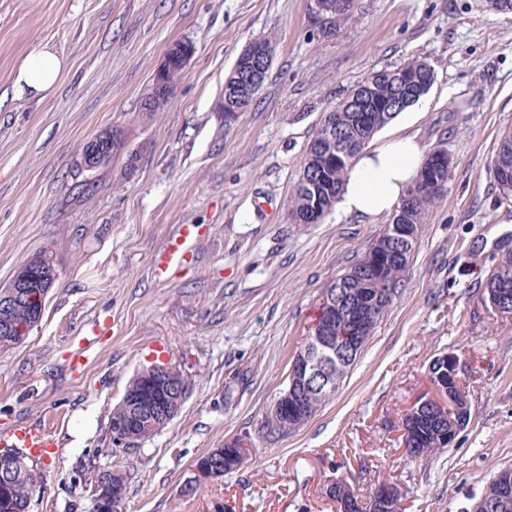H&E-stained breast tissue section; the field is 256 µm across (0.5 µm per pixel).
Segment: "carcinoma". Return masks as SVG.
I'll return each mask as SVG.
<instances>
[{
	"instance_id": "carcinoma-1",
	"label": "carcinoma",
	"mask_w": 512,
	"mask_h": 512,
	"mask_svg": "<svg viewBox=\"0 0 512 512\" xmlns=\"http://www.w3.org/2000/svg\"><path fill=\"white\" fill-rule=\"evenodd\" d=\"M327 9L320 14L324 32L337 34L352 19L358 7V0H323ZM272 46L267 39L254 40L237 57L232 69L224 79V111L240 109L244 97L252 104L248 79L259 74L266 77L270 62L262 54L265 47ZM435 80L434 70L422 60L411 59L392 69H384L369 74L349 95L326 113L310 140L300 174L294 185L290 199V216L295 224L305 223L312 205L319 206V214L324 216L336 204L345 176L356 156L370 142L374 134L392 121L399 113L417 103L430 91ZM175 87L155 86L144 102L146 112H159L164 109L174 94ZM492 172L497 187L506 200L512 198V131L503 133L498 141L493 158ZM449 179L448 156H440L438 150L428 154L420 174L406 191L400 207L396 211L402 224H422L440 196L427 192L414 196V189L432 184L446 186ZM389 244L398 252L389 263L383 265L377 274L372 272L376 263V246ZM412 253L402 245L392 241V236L384 231L367 248L362 256L342 274L327 291L328 297L322 303L324 317H329L328 303L339 305V315L332 317L326 327L329 336H344L349 333V317L354 315L358 305L372 301L377 319L385 316L389 306L405 285ZM492 293L503 295L512 305V250L502 251L497 264L491 270L484 284L483 299ZM30 316L28 306L21 301L3 304L0 301V325L21 323ZM331 398L329 394L313 393L308 397L307 414L296 417H279L267 420V432L280 434L294 430L318 411L319 407ZM450 412L437 408L417 423V444L407 449L415 458L426 457L432 451L447 446L444 430L448 429ZM201 459L220 463L219 477L237 469L242 464L239 442L228 443L213 448ZM0 512H21L30 493L41 486L42 477L33 466L25 462L13 473L0 470ZM347 485L339 482L329 488L332 498L348 504L349 512H402L393 502H383L374 498L365 501H349Z\"/></svg>"
}]
</instances>
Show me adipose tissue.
<instances>
[{
	"label": "adipose tissue",
	"instance_id": "obj_1",
	"mask_svg": "<svg viewBox=\"0 0 512 512\" xmlns=\"http://www.w3.org/2000/svg\"><path fill=\"white\" fill-rule=\"evenodd\" d=\"M64 66V59L49 48L31 51L17 71L16 94L50 92ZM426 158L425 148L415 136L387 132L354 160L339 196L341 211L373 218L395 212Z\"/></svg>",
	"mask_w": 512,
	"mask_h": 512
}]
</instances>
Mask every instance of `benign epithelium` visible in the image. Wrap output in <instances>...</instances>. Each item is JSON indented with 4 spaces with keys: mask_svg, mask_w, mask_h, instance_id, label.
Wrapping results in <instances>:
<instances>
[{
    "mask_svg": "<svg viewBox=\"0 0 512 512\" xmlns=\"http://www.w3.org/2000/svg\"><path fill=\"white\" fill-rule=\"evenodd\" d=\"M191 55L192 51L187 43L182 41L172 44L167 50L163 65L154 75V84L165 85L173 74L185 73ZM108 151H114L112 131L104 130L82 146L81 167L87 171L99 168ZM392 232L406 247H416L418 235L412 225L396 224L392 227ZM34 273L37 274V291L27 295L31 305L30 319L14 327H4V334L13 337L16 343L24 342L43 318L46 297L59 277L53 254L44 252L32 266L17 273L7 285V291L0 295L2 299L11 300L25 292L26 288L30 287ZM361 343L360 336L338 338L312 334L294 356L289 385L275 401L273 412L285 416L292 410L298 411L302 404L301 397L312 387L330 391L337 388L344 377V370L352 366L354 357L359 353ZM441 359L442 364L447 366L446 382L432 383L436 396H425L416 400L407 416H415L430 410L435 400L448 405L458 418L453 427L448 429V443L452 444L467 421L469 401L461 385L459 359L453 354H444ZM190 388L188 377L180 369L173 366L156 368L144 378V391L166 390V400L127 398L125 413L112 419V442L131 447L136 442L138 428L143 424L148 422L158 427L170 421L177 406L188 396ZM496 481L499 485L501 506L505 507L512 498V469L499 471L496 474ZM123 500L124 497L118 490L111 491L103 485L92 495L91 512H121Z\"/></svg>",
    "mask_w": 512,
    "mask_h": 512,
    "instance_id": "1",
    "label": "benign epithelium"
}]
</instances>
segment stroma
Here are the masks:
<instances>
[{
	"label": "stroma",
	"instance_id": "obj_1",
	"mask_svg": "<svg viewBox=\"0 0 512 512\" xmlns=\"http://www.w3.org/2000/svg\"><path fill=\"white\" fill-rule=\"evenodd\" d=\"M256 39L271 66L253 103L224 123V77ZM193 54L168 105L143 110L168 47ZM46 46L66 67L42 98H16V71ZM410 59L435 82L407 128L443 148L451 176L419 228L405 286L336 395L306 424L265 420L311 334L324 291L389 224L332 210L295 224L288 202L325 113L370 73ZM121 130L109 166L84 171L82 145ZM512 130V12L486 0H359L332 38L308 27V0H0V287L52 249L59 278L40 325L0 352V441L21 425L55 442L34 459L31 512H89L90 472L127 476L123 512H336L345 480L364 498L397 488L403 512H461L512 467V315L482 298L512 248V199L491 171ZM139 153L127 167V153ZM199 232L183 268L154 277L180 225ZM87 352L89 363L71 369ZM452 353L471 418L455 442L411 460L402 421L433 393L428 365ZM176 365L190 396L135 447L113 444L109 414L144 367ZM232 399H225V389ZM244 439L240 468L182 488L197 459Z\"/></svg>",
	"mask_w": 512,
	"mask_h": 512
}]
</instances>
